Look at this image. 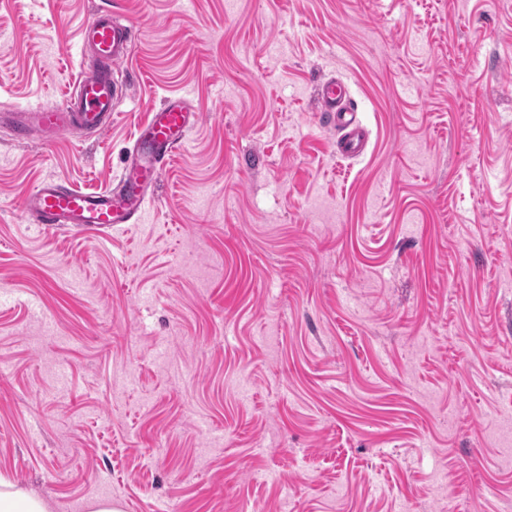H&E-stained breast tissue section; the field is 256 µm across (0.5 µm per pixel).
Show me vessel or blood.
<instances>
[{
  "label": "vessel or blood",
  "mask_w": 512,
  "mask_h": 512,
  "mask_svg": "<svg viewBox=\"0 0 512 512\" xmlns=\"http://www.w3.org/2000/svg\"><path fill=\"white\" fill-rule=\"evenodd\" d=\"M131 43L130 25L116 21L111 10L94 12L83 22L78 41L79 55L88 65L62 102L1 109L0 126H8L15 140L35 136L48 148L74 131L104 134L124 95L112 72L129 59ZM316 105L336 126L337 154L348 159L360 157L366 130L344 82L334 78L321 84ZM199 118L189 94L167 98L147 122L136 126L114 185L91 190L59 180L44 181L23 196L22 214L51 229L93 231L101 236L107 235L112 225L140 223L163 169L175 160Z\"/></svg>",
  "instance_id": "vessel-or-blood-1"
}]
</instances>
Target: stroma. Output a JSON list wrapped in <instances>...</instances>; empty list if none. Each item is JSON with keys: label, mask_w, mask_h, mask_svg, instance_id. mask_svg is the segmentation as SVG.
<instances>
[{"label": "stroma", "mask_w": 512, "mask_h": 512, "mask_svg": "<svg viewBox=\"0 0 512 512\" xmlns=\"http://www.w3.org/2000/svg\"><path fill=\"white\" fill-rule=\"evenodd\" d=\"M108 7L111 129L0 130V472L50 512H512V0H0V105L60 101ZM177 91L145 223L22 215L110 186ZM317 111L326 113L341 135L336 140V154L355 159L366 146V130L360 123L358 107L344 82L333 78L319 86L316 92Z\"/></svg>", "instance_id": "35a3bbf8"}]
</instances>
